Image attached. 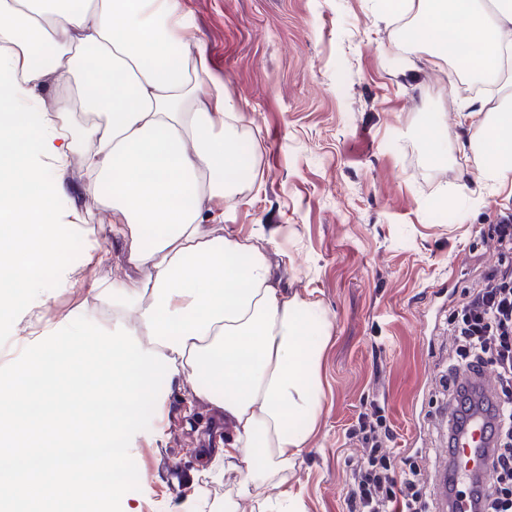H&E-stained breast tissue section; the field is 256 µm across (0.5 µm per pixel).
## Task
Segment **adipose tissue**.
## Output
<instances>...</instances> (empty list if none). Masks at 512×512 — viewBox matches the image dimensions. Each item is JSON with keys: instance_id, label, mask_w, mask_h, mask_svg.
Returning a JSON list of instances; mask_svg holds the SVG:
<instances>
[{"instance_id": "obj_1", "label": "adipose tissue", "mask_w": 512, "mask_h": 512, "mask_svg": "<svg viewBox=\"0 0 512 512\" xmlns=\"http://www.w3.org/2000/svg\"><path fill=\"white\" fill-rule=\"evenodd\" d=\"M417 12L437 60L477 55L498 83L512 0H398ZM0 321L44 302L43 267L67 251L50 218L70 164L68 120L80 113L87 187L112 211L111 237L145 271L97 288L143 348L171 358L191 400L231 427L209 469L238 472V502L305 512L286 472L308 448L322 410V357L332 323L319 303L286 295L266 251L225 230L239 190L242 118L197 43L182 0H0ZM55 91L43 110L37 87ZM466 171L512 186V95L474 111ZM190 204H180L184 190Z\"/></svg>"}]
</instances>
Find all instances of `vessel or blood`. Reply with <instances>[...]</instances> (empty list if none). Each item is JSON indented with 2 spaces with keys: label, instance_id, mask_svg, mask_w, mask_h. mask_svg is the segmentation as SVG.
I'll list each match as a JSON object with an SVG mask.
<instances>
[{
  "label": "vessel or blood",
  "instance_id": "vessel-or-blood-1",
  "mask_svg": "<svg viewBox=\"0 0 512 512\" xmlns=\"http://www.w3.org/2000/svg\"><path fill=\"white\" fill-rule=\"evenodd\" d=\"M456 382L466 399L447 410L448 446L441 453L435 496L441 512H480L495 452V380L485 366L459 373Z\"/></svg>",
  "mask_w": 512,
  "mask_h": 512
}]
</instances>
